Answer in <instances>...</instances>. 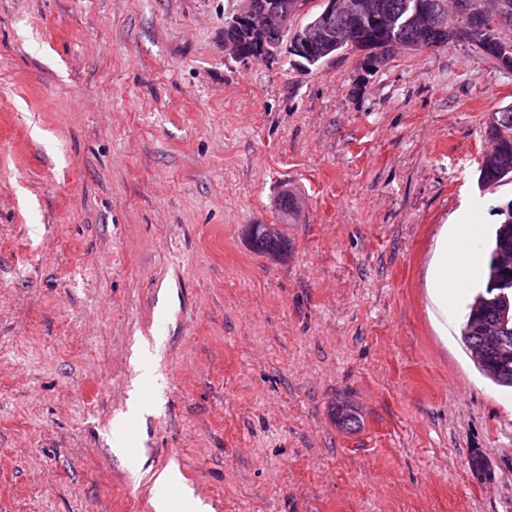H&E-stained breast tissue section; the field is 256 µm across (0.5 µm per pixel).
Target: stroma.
Segmentation results:
<instances>
[{
  "label": "stroma",
  "mask_w": 512,
  "mask_h": 512,
  "mask_svg": "<svg viewBox=\"0 0 512 512\" xmlns=\"http://www.w3.org/2000/svg\"><path fill=\"white\" fill-rule=\"evenodd\" d=\"M241 6L0 0V512H512L476 290L428 292L443 225L512 201L479 179L512 70L461 44L245 65ZM353 404L347 400H340L336 403V408L333 409V417L336 421V426L342 430H355L360 425L359 414L352 412Z\"/></svg>",
  "instance_id": "35a3bbf8"
}]
</instances>
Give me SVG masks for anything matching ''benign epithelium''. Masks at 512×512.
<instances>
[{"mask_svg":"<svg viewBox=\"0 0 512 512\" xmlns=\"http://www.w3.org/2000/svg\"><path fill=\"white\" fill-rule=\"evenodd\" d=\"M305 13L297 0H244V6L224 27V51L233 59L249 62L256 57L273 60L283 53L306 57L310 62L337 49H355L365 52L363 64L377 67L396 50H421L444 46L454 39L455 32L442 25L438 18L428 16L424 24L427 42L404 39L376 44L359 32L349 29L345 35H336V20L344 13L342 0H322V9L316 18L299 27L286 38L291 18Z\"/></svg>","mask_w":512,"mask_h":512,"instance_id":"1","label":"benign epithelium"}]
</instances>
